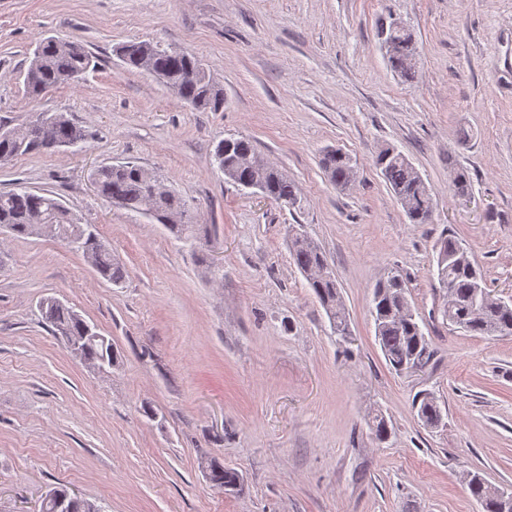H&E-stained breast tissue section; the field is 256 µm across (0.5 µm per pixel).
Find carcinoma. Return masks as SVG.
<instances>
[{"mask_svg":"<svg viewBox=\"0 0 512 512\" xmlns=\"http://www.w3.org/2000/svg\"><path fill=\"white\" fill-rule=\"evenodd\" d=\"M380 35L383 43L390 46L391 68L404 80L413 79L412 61L417 46L411 30L392 21L381 27ZM117 54L129 70L156 73L181 101L196 109L217 112L224 105L222 89L206 74L201 62L187 52H172L157 43L131 41L118 47ZM95 66L97 59L84 44L45 38L34 50L24 75L25 92L37 98L54 87L78 82ZM40 121L38 117L26 124V136L18 140L0 138L1 162L33 152L51 151L42 139V132L36 129ZM46 121L60 143H81L87 138V131L62 112L51 114ZM215 158L227 180L243 187L259 183L271 200L292 207L299 203L294 183L258 153L250 140L225 139L217 145ZM321 165L334 184L344 188L351 185L354 166L348 154L339 149L326 150ZM375 165L410 223H430L433 195L410 160L403 153L392 154L386 148L376 156ZM151 177V172L131 161L102 164L90 174L97 193L105 200L131 213L148 215L180 237H194L196 225L192 224L186 203L171 191L153 195ZM0 227L15 236L56 237L82 252L109 283L119 285L125 279V269L106 243L50 193L33 192L18 185L0 191ZM290 254L325 309L334 333L342 338L351 335L349 314L325 254L299 231L292 234ZM437 277L439 283L448 284L443 289L442 315L450 325L474 335L512 336V305L489 294L468 250L452 236L446 235L438 242ZM372 303L376 337L388 364L399 372L423 367L431 355L430 342L416 320L403 278L392 272L378 281ZM39 312L54 335L64 341L87 332L88 323L73 308L54 298L42 300ZM117 356L112 342L105 338L91 343L86 351V361L109 368ZM415 408L424 425L435 427L440 423L442 413L432 393H420ZM209 470L213 487L220 490L237 487L239 478L232 469L212 462ZM468 488L484 512H512V494L504 495L480 474L468 476Z\"/></svg>","mask_w":512,"mask_h":512,"instance_id":"1","label":"carcinoma"}]
</instances>
